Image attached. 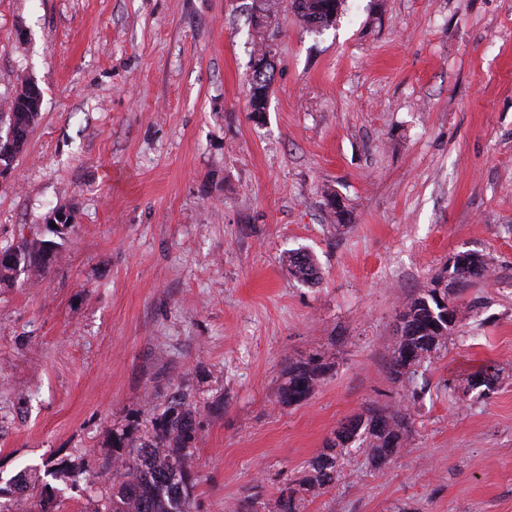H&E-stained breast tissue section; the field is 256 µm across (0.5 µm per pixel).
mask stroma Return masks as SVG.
Returning a JSON list of instances; mask_svg holds the SVG:
<instances>
[{"mask_svg":"<svg viewBox=\"0 0 512 512\" xmlns=\"http://www.w3.org/2000/svg\"><path fill=\"white\" fill-rule=\"evenodd\" d=\"M251 3L0 0V133L22 82L42 92L0 251H56L0 281V512H92L113 433L177 392L192 512L277 497L370 407L406 415L403 447L336 449L301 512H512V0H343L318 31L280 0L256 114ZM460 252L489 276L449 289L447 342L395 373L404 302ZM313 357L329 372L282 404ZM273 50L262 31L251 58L248 75V110L252 114L267 110L274 80ZM330 367L320 358H310L306 362L288 367L287 380L280 389L279 397L283 404H296L304 401L329 371Z\"/></svg>","mask_w":512,"mask_h":512,"instance_id":"1","label":"stroma"}]
</instances>
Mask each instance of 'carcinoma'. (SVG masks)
Listing matches in <instances>:
<instances>
[{
	"instance_id": "cac0c4a2",
	"label": "carcinoma",
	"mask_w": 512,
	"mask_h": 512,
	"mask_svg": "<svg viewBox=\"0 0 512 512\" xmlns=\"http://www.w3.org/2000/svg\"><path fill=\"white\" fill-rule=\"evenodd\" d=\"M340 3L341 0H288L287 5L308 27L327 28L335 23ZM273 80V48L261 35L248 75L250 113L267 110ZM27 87L28 84H23L12 100L8 128L17 130L20 136L11 146L6 138L0 143V169H12L38 117V113L32 111V97ZM43 245L42 241H33L17 250L16 266L0 268V281L12 278L21 264L46 267ZM290 269L303 281L317 274L313 259L306 253L290 256ZM486 273L485 260L478 255L474 260L455 263L449 276L457 284H466L484 278ZM439 284L438 280L436 287L410 297L404 304L393 356V367L397 371L421 362L442 346L448 336L449 324L445 319L448 288H441ZM328 371L329 366L316 357L290 365L287 380L280 389V401L288 405L304 401ZM150 423L151 427L139 436L124 430L112 435V492L97 498L94 512H190L194 477L183 467L182 458L198 427L186 394L174 395L166 409L152 417ZM407 431L404 415L380 408L368 410L366 415L357 416L340 428L328 452L310 462L302 479L289 483L276 498L261 503L260 508L265 512H299L302 494L318 496L334 482L335 448L357 442L369 449L373 460L385 464L396 449L403 447ZM258 509L247 510L243 501L237 504L236 512H258Z\"/></svg>"
}]
</instances>
